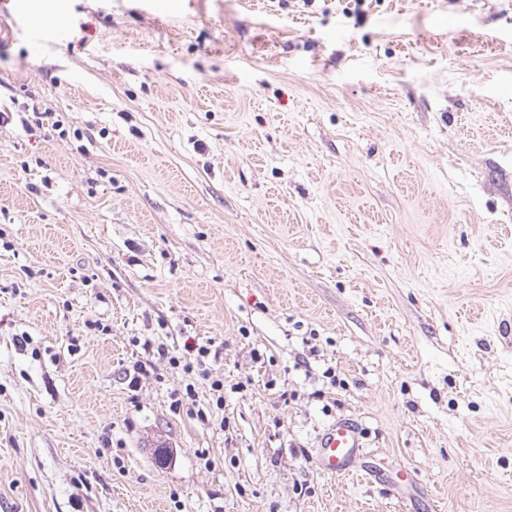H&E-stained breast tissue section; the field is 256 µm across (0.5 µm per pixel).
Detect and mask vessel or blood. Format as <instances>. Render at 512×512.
<instances>
[{
	"label": "vessel or blood",
	"instance_id": "1",
	"mask_svg": "<svg viewBox=\"0 0 512 512\" xmlns=\"http://www.w3.org/2000/svg\"><path fill=\"white\" fill-rule=\"evenodd\" d=\"M363 448L364 442L358 426L348 420L336 421L319 438L316 468L331 476L353 477L356 473L355 464Z\"/></svg>",
	"mask_w": 512,
	"mask_h": 512
}]
</instances>
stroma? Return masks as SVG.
<instances>
[{
    "mask_svg": "<svg viewBox=\"0 0 512 512\" xmlns=\"http://www.w3.org/2000/svg\"><path fill=\"white\" fill-rule=\"evenodd\" d=\"M42 2L0 0V512H512V0ZM147 339L214 341L223 407L129 388ZM360 429L348 420H337L319 438L316 468L322 474L350 478L356 474L355 464L363 453Z\"/></svg>",
    "mask_w": 512,
    "mask_h": 512,
    "instance_id": "obj_1",
    "label": "stroma"
}]
</instances>
